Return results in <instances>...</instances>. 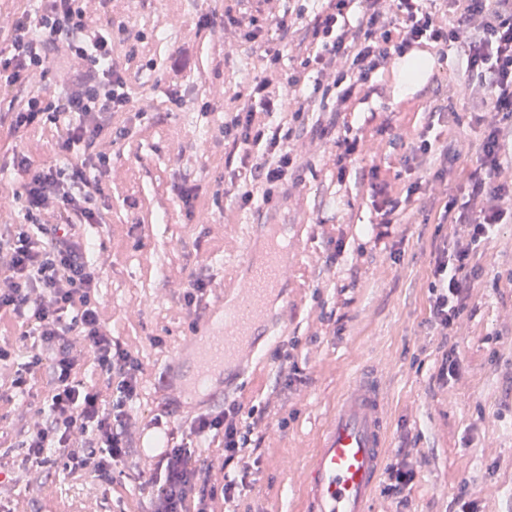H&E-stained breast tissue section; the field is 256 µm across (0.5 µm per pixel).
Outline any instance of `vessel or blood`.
Here are the masks:
<instances>
[{
	"instance_id": "obj_1",
	"label": "vessel or blood",
	"mask_w": 512,
	"mask_h": 512,
	"mask_svg": "<svg viewBox=\"0 0 512 512\" xmlns=\"http://www.w3.org/2000/svg\"><path fill=\"white\" fill-rule=\"evenodd\" d=\"M295 244L285 224L264 227L260 249L245 257L248 286L240 291L209 336L193 339V357L181 385L183 391L205 395L217 373L228 371L254 344L267 322L268 304L288 280V256L281 243ZM389 407L376 374L355 375L330 412L308 463L302 491L303 512H370L385 464Z\"/></svg>"
}]
</instances>
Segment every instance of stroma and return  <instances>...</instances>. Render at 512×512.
Instances as JSON below:
<instances>
[{
	"label": "stroma",
	"mask_w": 512,
	"mask_h": 512,
	"mask_svg": "<svg viewBox=\"0 0 512 512\" xmlns=\"http://www.w3.org/2000/svg\"><path fill=\"white\" fill-rule=\"evenodd\" d=\"M297 4L313 11L322 2L111 0L104 13L98 0H88L90 18L113 27L116 60L130 54L143 68L129 80L133 111L107 122L113 141L105 146L110 163L101 175L103 221L83 228L85 256L102 269L100 321L142 365L128 422L131 452L108 483L24 469L19 443L44 387L12 396L13 368L28 359L17 347L12 364L0 365V512H150L153 461L145 448L153 435L187 430L197 414L232 401L267 411L256 430L258 447L243 459L250 475L235 512H302L303 476L318 435L353 375L371 369L388 398L390 444L410 449L417 466L407 505L381 493L373 512H457L463 486L478 512H512V220L475 250L478 277L456 334L442 335L429 313L434 257L453 241L439 212L445 203L458 209L465 201L462 180L483 139L476 118L489 104L466 92L470 77L463 69L434 65L400 96L396 69L388 67L347 111H336L330 98L313 103L293 128L297 159L287 180L269 203L240 208L229 183L224 115L248 103L264 62L259 45L225 25L224 12L263 20ZM205 15L214 24L202 29ZM268 37L281 53L273 85L284 107L294 109L297 95L284 76L297 67V47L309 33L300 24ZM185 47L192 61L173 89L168 73ZM426 125L433 149L424 154L413 137ZM344 137L358 139L359 151L341 179L336 141ZM57 140L48 125L20 135L0 126V225L23 220L13 153L47 164L57 157ZM449 145L457 154L455 176L440 190L425 186L406 196L411 172L432 176ZM373 168L399 202L398 234L385 244L369 233L381 220L368 186ZM186 184L195 188L187 206L179 198ZM280 223L294 225L301 238L288 299L270 305L272 315L287 314L286 334L277 342L258 337L241 379L221 398L184 395L177 374L189 338L208 335L212 316L231 302L224 281L245 275L240 261L253 225ZM194 280L206 284L209 304L191 314L183 293ZM281 344L298 373H281L274 357ZM450 349L459 370L445 384L436 374Z\"/></svg>",
	"instance_id": "1"
}]
</instances>
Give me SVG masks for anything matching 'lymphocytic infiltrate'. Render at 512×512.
<instances>
[{"instance_id": "lymphocytic-infiltrate-1", "label": "lymphocytic infiltrate", "mask_w": 512, "mask_h": 512, "mask_svg": "<svg viewBox=\"0 0 512 512\" xmlns=\"http://www.w3.org/2000/svg\"><path fill=\"white\" fill-rule=\"evenodd\" d=\"M362 2L350 21L354 2ZM86 0H40L35 11L10 21L12 42L0 53V90L27 87L10 115L13 130L49 123L58 134L59 161L32 166L22 153L13 165L23 184L19 198L24 221L0 232V313L24 318L16 345L29 359L15 370L10 389L31 394L38 377H47L44 405L20 446L22 463L39 470L58 467L68 475L88 473L111 481L114 464L129 454L126 422L138 398L140 364L114 344L102 327L95 299L99 272L88 264L79 228L101 223L94 203L102 194L100 172L110 157L100 149L107 135L105 114L131 111L127 80L112 56V30L89 20ZM448 20H440L426 0H326L313 11L272 17L277 30L305 23L310 46L299 71L288 75L289 89L303 87V72L313 75L304 103L284 111L269 79L256 81L251 104L224 115V142L239 164L230 179L242 207L257 205L255 181L281 184L295 158L288 146L291 126L308 102L334 96L337 111L359 95L371 75L413 47L436 49L447 60L449 46L459 47L472 90L493 102L480 116L484 127L481 154L465 178L467 205L454 212L445 205L441 222L451 224L456 241L439 252L432 270L430 316L437 326L454 328L467 307L477 277L470 263L477 245L512 209V169L506 146L512 130V0H448ZM65 53L79 72L64 80L51 98L41 94L52 55ZM92 353L97 370L114 385V401L103 399L96 384L76 378L75 346ZM260 423L244 418L240 405L194 417L191 437L220 439L225 464L245 452ZM166 452L157 463L163 478L153 493L152 512H213L216 497L233 502L246 485L245 475L211 480V465L195 464L186 441L166 433Z\"/></svg>"}]
</instances>
